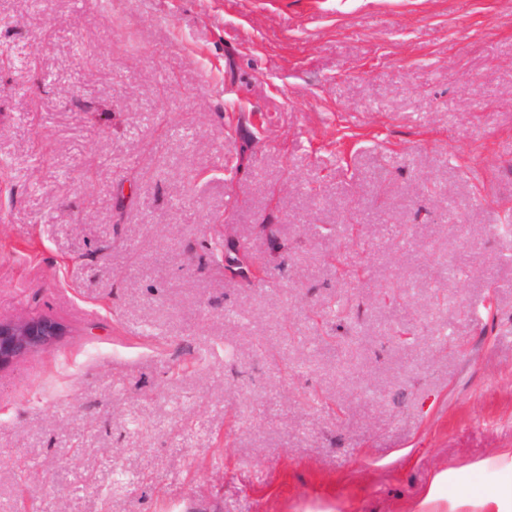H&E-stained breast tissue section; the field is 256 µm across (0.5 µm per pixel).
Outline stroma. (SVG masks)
<instances>
[{"instance_id": "35a3bbf8", "label": "stroma", "mask_w": 512, "mask_h": 512, "mask_svg": "<svg viewBox=\"0 0 512 512\" xmlns=\"http://www.w3.org/2000/svg\"><path fill=\"white\" fill-rule=\"evenodd\" d=\"M1 49L0 321L64 333L0 370V512L512 488V0H0ZM238 253H241L242 257L248 261L247 265L244 266L241 263H238L235 266L232 265L235 261H240L237 255ZM221 261L224 262V276L235 281L242 288H252L256 284H260L272 278V274L270 272L266 277L264 275L261 278H256L252 274L251 269L258 266V268L262 270L263 274H265L264 270L255 263L253 257L246 250H241L231 243H224V251H222Z\"/></svg>"}]
</instances>
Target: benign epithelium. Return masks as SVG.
<instances>
[{
	"label": "benign epithelium",
	"mask_w": 512,
	"mask_h": 512,
	"mask_svg": "<svg viewBox=\"0 0 512 512\" xmlns=\"http://www.w3.org/2000/svg\"><path fill=\"white\" fill-rule=\"evenodd\" d=\"M59 333L60 325L48 318L0 322V369L33 351L49 349Z\"/></svg>",
	"instance_id": "1"
}]
</instances>
